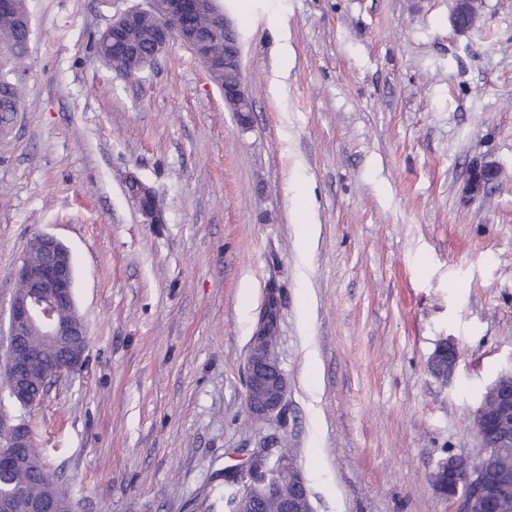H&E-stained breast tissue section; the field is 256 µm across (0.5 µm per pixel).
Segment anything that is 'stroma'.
Wrapping results in <instances>:
<instances>
[{"label":"stroma","instance_id":"obj_1","mask_svg":"<svg viewBox=\"0 0 512 512\" xmlns=\"http://www.w3.org/2000/svg\"><path fill=\"white\" fill-rule=\"evenodd\" d=\"M220 0L250 115L174 42L137 78L94 35L147 0H26L21 107L0 131V363L35 236L71 251L87 361L26 423L74 512H228L232 448L278 439L315 512H455L438 462L476 456L512 370V0ZM499 170L487 193L469 173ZM160 196L149 223L126 187ZM318 228L302 244L300 227ZM281 291L284 409L245 408ZM453 339L454 376L427 362Z\"/></svg>","mask_w":512,"mask_h":512}]
</instances>
